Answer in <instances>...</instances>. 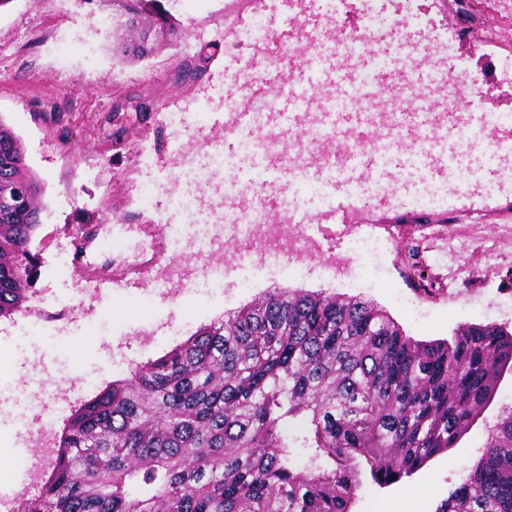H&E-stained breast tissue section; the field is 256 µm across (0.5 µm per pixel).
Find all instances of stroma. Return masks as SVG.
I'll return each instance as SVG.
<instances>
[{
	"label": "stroma",
	"instance_id": "35a3bbf8",
	"mask_svg": "<svg viewBox=\"0 0 512 512\" xmlns=\"http://www.w3.org/2000/svg\"><path fill=\"white\" fill-rule=\"evenodd\" d=\"M269 29L282 33L319 12L315 0H149V12H167L181 24L171 36L151 28L153 54L119 60L109 29L126 21L121 0H7L0 6V119L23 142L26 162L43 188L41 225L30 249L37 256L27 310L0 318V350L12 357L0 370V485L30 488L32 472L17 469L35 455L39 428L60 432L72 407L97 388L157 358L200 326L258 299L267 289L302 288L356 297L387 311L418 340L447 339L463 324L495 323L512 330V190L487 197L457 190L460 172L433 162L429 183L448 188L444 224L399 223L404 207L385 202L361 213L347 209L336 224H305L312 248L287 264H268V227L286 213L315 215L297 188L294 166L316 174L325 153L357 147L394 148L427 140L418 123L392 128L389 113L371 108L340 119L333 135L305 143L303 128L320 113L309 106L301 120L279 122L278 161L265 196L249 186L244 166L207 169L203 145L225 142L224 101H251L276 80L262 48L240 43L238 30L255 7ZM422 25L411 42L426 48L422 91L444 103L436 83L448 64L464 67L490 88L487 112L512 114V0H415ZM209 46L202 72L180 78L178 60ZM149 102L138 115L132 105ZM152 207L140 201L143 186ZM192 195V212L171 215L169 203ZM248 222L253 251L239 261L238 222ZM191 224L213 240L199 254L184 237L178 254L162 249L169 223ZM102 235L87 252L103 287L84 270L64 265L63 247L78 225ZM380 237L381 256L352 254L353 237ZM158 242L152 269L170 267L179 281L157 287L140 264L145 240ZM422 243L420 258L435 279L433 294L418 287L407 243ZM485 439L475 425L448 453L412 478L387 488L364 486L353 512H435L467 474Z\"/></svg>",
	"mask_w": 512,
	"mask_h": 512
}]
</instances>
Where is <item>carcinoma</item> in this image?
Listing matches in <instances>:
<instances>
[{
    "label": "carcinoma",
    "instance_id": "obj_1",
    "mask_svg": "<svg viewBox=\"0 0 512 512\" xmlns=\"http://www.w3.org/2000/svg\"><path fill=\"white\" fill-rule=\"evenodd\" d=\"M123 2L130 31L149 0ZM117 45L132 60L153 52L144 36ZM16 189L26 205L0 206V318L27 299L43 209L0 118V196ZM509 370L512 331L498 324L416 340L361 299L270 288L76 406L13 512H352L363 485L389 487L454 447ZM485 431L436 512H512V405Z\"/></svg>",
    "mask_w": 512,
    "mask_h": 512
}]
</instances>
